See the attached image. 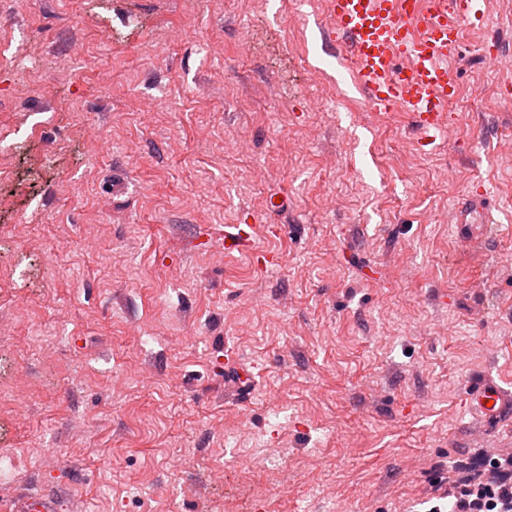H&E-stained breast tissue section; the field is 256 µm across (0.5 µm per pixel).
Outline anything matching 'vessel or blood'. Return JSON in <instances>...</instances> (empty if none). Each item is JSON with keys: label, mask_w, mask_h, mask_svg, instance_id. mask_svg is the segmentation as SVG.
Wrapping results in <instances>:
<instances>
[{"label": "vessel or blood", "mask_w": 512, "mask_h": 512, "mask_svg": "<svg viewBox=\"0 0 512 512\" xmlns=\"http://www.w3.org/2000/svg\"><path fill=\"white\" fill-rule=\"evenodd\" d=\"M332 30L324 32L326 49L351 61L355 89L369 109L397 105L411 119L420 140L435 144L446 131L445 112L457 93L448 61L458 50L463 25L484 15V0H328ZM488 193L459 198L454 224L465 230L490 221ZM254 227L236 225L225 234L222 249L253 244ZM469 405L488 418H502L506 399L487 382L466 390Z\"/></svg>", "instance_id": "1"}]
</instances>
